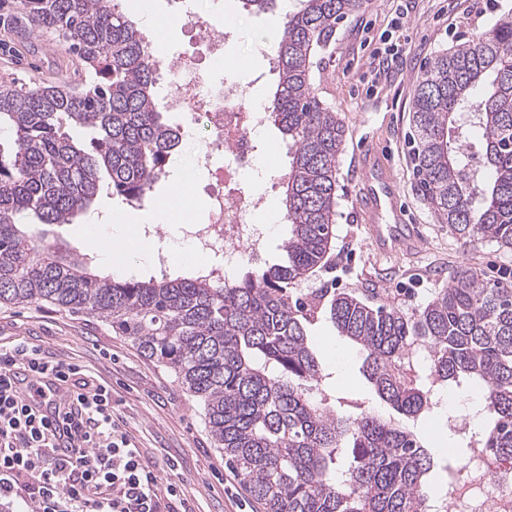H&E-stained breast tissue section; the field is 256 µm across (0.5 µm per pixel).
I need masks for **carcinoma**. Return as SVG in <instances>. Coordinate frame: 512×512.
<instances>
[{"label": "carcinoma", "mask_w": 512, "mask_h": 512, "mask_svg": "<svg viewBox=\"0 0 512 512\" xmlns=\"http://www.w3.org/2000/svg\"><path fill=\"white\" fill-rule=\"evenodd\" d=\"M22 4L85 63V79L0 91L9 144H0V304L96 316L169 368L202 404L215 447L264 512H430L429 499H447L474 452L512 465V285L461 271L411 314L326 288L293 293L329 253L345 141L312 71L361 0H295L288 11L268 112L289 145L286 259L230 282L116 277L29 230L73 223L104 189L140 204L179 141L151 95L155 70L127 10L112 0ZM413 122L418 173L450 233L512 252V9L429 62ZM72 127L90 138L75 139ZM476 128L483 135L474 142ZM323 313L357 350L378 398L408 421H437L430 391L405 372L418 342L430 349L431 385L480 386L483 441L460 438L440 453L371 410H336L308 334Z\"/></svg>", "instance_id": "obj_1"}]
</instances>
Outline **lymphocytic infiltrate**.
<instances>
[{"mask_svg": "<svg viewBox=\"0 0 512 512\" xmlns=\"http://www.w3.org/2000/svg\"><path fill=\"white\" fill-rule=\"evenodd\" d=\"M50 374L76 395L78 447H57L13 382ZM0 502L18 512H195L131 437L111 382L31 341L0 344Z\"/></svg>", "mask_w": 512, "mask_h": 512, "instance_id": "lymphocytic-infiltrate-1", "label": "lymphocytic infiltrate"}]
</instances>
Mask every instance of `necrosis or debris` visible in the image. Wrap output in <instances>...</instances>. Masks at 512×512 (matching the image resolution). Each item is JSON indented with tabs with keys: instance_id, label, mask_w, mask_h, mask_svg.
Returning <instances> with one entry per match:
<instances>
[{
	"instance_id": "obj_1",
	"label": "necrosis or debris",
	"mask_w": 512,
	"mask_h": 512,
	"mask_svg": "<svg viewBox=\"0 0 512 512\" xmlns=\"http://www.w3.org/2000/svg\"><path fill=\"white\" fill-rule=\"evenodd\" d=\"M200 0H177L180 12L195 26V37L212 63L204 66L182 54H150L159 75L155 96L161 107L178 113L175 130L181 143L193 144L190 168L203 170L205 188L184 186L187 195L205 191L203 218L183 223V238L193 251L195 276L224 280L228 265L252 262L265 246L258 218L267 196L250 189L247 177L259 155L258 129L267 127L266 107L252 98L253 82H217L212 64L223 62L224 45L234 39V24L201 21ZM449 512H512V472L484 454H476L448 492Z\"/></svg>"
}]
</instances>
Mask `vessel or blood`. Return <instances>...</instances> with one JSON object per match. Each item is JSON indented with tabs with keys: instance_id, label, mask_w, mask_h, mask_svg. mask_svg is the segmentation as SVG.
<instances>
[{
	"instance_id": "vessel-or-blood-1",
	"label": "vessel or blood",
	"mask_w": 512,
	"mask_h": 512,
	"mask_svg": "<svg viewBox=\"0 0 512 512\" xmlns=\"http://www.w3.org/2000/svg\"><path fill=\"white\" fill-rule=\"evenodd\" d=\"M361 165L363 183L358 204L367 219L372 247L382 254L420 250L422 237L417 226L410 222L398 187L383 162L382 153L376 152L372 146H364Z\"/></svg>"
}]
</instances>
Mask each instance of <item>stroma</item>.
Masks as SVG:
<instances>
[{
  "instance_id": "obj_1",
  "label": "stroma",
  "mask_w": 512,
  "mask_h": 512,
  "mask_svg": "<svg viewBox=\"0 0 512 512\" xmlns=\"http://www.w3.org/2000/svg\"><path fill=\"white\" fill-rule=\"evenodd\" d=\"M293 0H275L262 13H243L239 0H205L212 18L235 22L238 35L226 44V67L215 80H233L265 70L254 42L271 21H284ZM512 0H362L361 8L336 27L315 85L345 127L337 166L335 235L327 262L298 292L329 288L352 292L377 304L411 312L461 270L496 281L512 272V252L482 242L463 245L437 216L420 190L414 161L412 102L424 68L438 52L490 29ZM19 0H0V90L13 84L54 85L77 80L83 68L76 55L31 19L8 28L4 19L19 13ZM397 45L390 79L375 86L370 76L374 51ZM386 152L402 202L424 236L412 255L378 256L367 240L357 207L358 156L365 142ZM29 340L51 355L76 358L112 383V403L127 421L140 448L159 467L175 465L183 490L197 512H263L224 454L209 436L199 402L174 374L144 357L104 320L42 303L0 304V343ZM322 364L333 374L336 394L385 416L393 411L376 396L359 365L337 371L332 357Z\"/></svg>"
}]
</instances>
